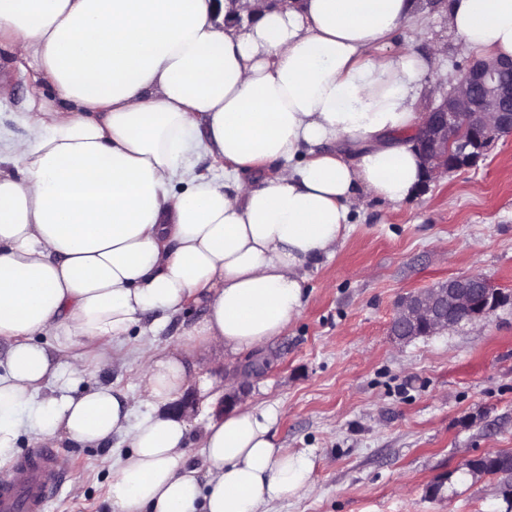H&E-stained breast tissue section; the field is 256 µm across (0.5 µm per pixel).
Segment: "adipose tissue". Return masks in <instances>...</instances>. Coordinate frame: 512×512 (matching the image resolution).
Wrapping results in <instances>:
<instances>
[{
  "mask_svg": "<svg viewBox=\"0 0 512 512\" xmlns=\"http://www.w3.org/2000/svg\"><path fill=\"white\" fill-rule=\"evenodd\" d=\"M416 7L256 0L251 24L226 28L235 0H0V48L73 106L0 143V462L24 432L81 447L126 435L112 512H264L312 491L311 461L275 447L269 413L206 422L191 468L194 423L172 407L192 387L218 398L188 360L247 351L301 315L310 269L364 195L420 188L414 105L437 61L387 50ZM447 11L467 51L512 57V0ZM204 151L223 177L197 173ZM192 300L207 311L190 351L144 359L146 414L112 385L79 386L123 358L142 314Z\"/></svg>",
  "mask_w": 512,
  "mask_h": 512,
  "instance_id": "ef3b65f1",
  "label": "adipose tissue"
}]
</instances>
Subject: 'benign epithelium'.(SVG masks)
I'll use <instances>...</instances> for the list:
<instances>
[{
	"label": "benign epithelium",
	"mask_w": 512,
	"mask_h": 512,
	"mask_svg": "<svg viewBox=\"0 0 512 512\" xmlns=\"http://www.w3.org/2000/svg\"><path fill=\"white\" fill-rule=\"evenodd\" d=\"M449 89L427 107L416 143L425 181L477 165L505 136H512V58H482L448 78ZM502 299L500 289L478 274H463L408 293L396 303L389 336L396 346L433 336L461 323L488 321ZM512 474V456L486 452L464 460L470 478L488 476V464Z\"/></svg>",
	"instance_id": "obj_1"
}]
</instances>
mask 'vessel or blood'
I'll use <instances>...</instances> for the list:
<instances>
[{
    "label": "vessel or blood",
    "instance_id": "1",
    "mask_svg": "<svg viewBox=\"0 0 512 512\" xmlns=\"http://www.w3.org/2000/svg\"><path fill=\"white\" fill-rule=\"evenodd\" d=\"M56 451L50 447L33 449L20 460L29 471L25 485H13L6 473H0V512H46L49 502L59 493L63 475L55 466Z\"/></svg>",
    "mask_w": 512,
    "mask_h": 512
}]
</instances>
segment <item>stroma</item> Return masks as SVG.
Listing matches in <instances>:
<instances>
[{"label":"stroma","instance_id":"stroma-1","mask_svg":"<svg viewBox=\"0 0 512 512\" xmlns=\"http://www.w3.org/2000/svg\"><path fill=\"white\" fill-rule=\"evenodd\" d=\"M391 51L437 55L452 76L472 58L448 30L446 0H417ZM58 95L17 55L0 53V136L26 137L24 118L59 107ZM336 253L310 270L299 318L271 341L208 367L221 394L240 385L245 364L267 360L250 379L242 408L273 409L277 447L312 463L314 490L275 512H505L497 477L449 480L463 461L512 452V137L466 172L391 204L366 197ZM476 272L505 295L481 327L463 323L394 347L397 298ZM200 304L143 317L125 359L100 374L124 394L138 390L147 348L180 350ZM65 482L46 512H110L112 466L129 447L116 435L80 448L53 438Z\"/></svg>","mask_w":512,"mask_h":512}]
</instances>
